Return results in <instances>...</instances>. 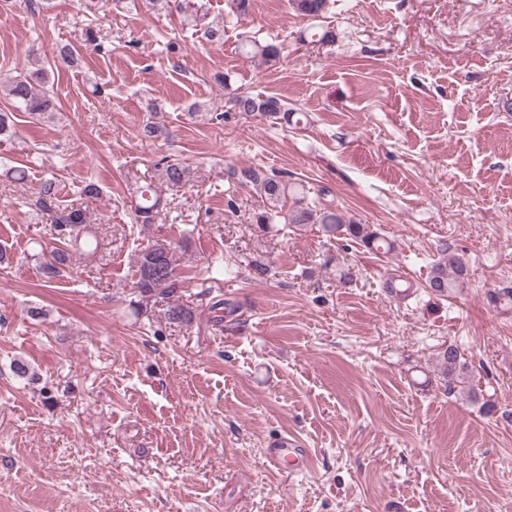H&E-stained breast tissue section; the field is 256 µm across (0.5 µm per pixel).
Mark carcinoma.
<instances>
[{"label":"carcinoma","mask_w":512,"mask_h":512,"mask_svg":"<svg viewBox=\"0 0 512 512\" xmlns=\"http://www.w3.org/2000/svg\"><path fill=\"white\" fill-rule=\"evenodd\" d=\"M327 2L328 0H291V5L294 11L302 16L318 17L324 12ZM240 48L245 54L260 58L261 62L269 67L280 62L281 47L275 43L262 44L256 40L245 39L241 41ZM51 68L53 63L36 58L31 71L21 72L14 77L7 91L15 101L17 110L31 115L53 110V97L50 94ZM231 102L234 111L246 115L262 114L275 117L283 109L282 103L275 97L254 96L247 92L236 95ZM156 167L160 172V178L168 183L178 184L185 177V169L177 162L162 158L156 162ZM229 177L241 183L252 184L264 198L266 206L255 216V223L261 228L270 224H287L300 230L310 224H316L323 235L331 240H351L377 254H388L395 248L394 243L374 225L361 224L345 218L336 212L333 206L323 203L322 192L310 196L304 191L290 189V182L279 173L243 168L229 173ZM291 194L294 198L288 211L283 214L277 211L279 202L288 199ZM160 204L161 199L151 186L139 188L138 199L134 205L135 223H155ZM35 206L58 228L64 245V248L54 247L46 254L47 260L43 264L46 276L61 275L60 265L68 260L70 250L89 247L91 253H97L100 244L93 243V236L89 225L86 224L83 210L59 205L55 181L49 179L43 183ZM468 279L467 265L450 253V247L444 245L441 249V258L431 268L426 287L435 295L445 297ZM174 288L175 263L171 248L156 243L141 250L136 270L138 309L144 314L147 313L145 307L149 305L150 299L166 296L172 293ZM193 316L194 312L191 309L177 303L170 305L165 312V318L171 324H189ZM438 363L448 378V390H454V384L459 383L461 390L467 392V398L471 402H479V393L468 386L469 367L455 345L450 344L438 353Z\"/></svg>","instance_id":"obj_1"}]
</instances>
